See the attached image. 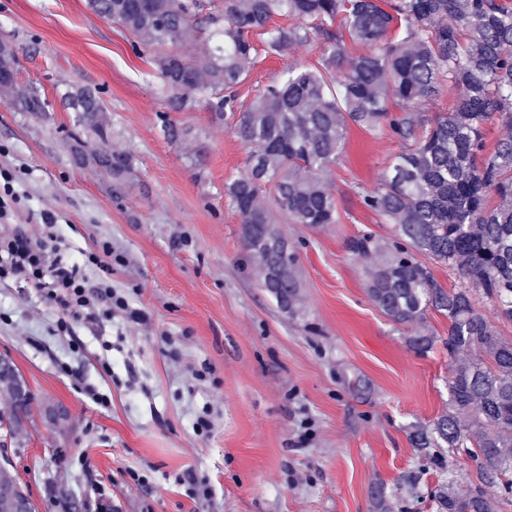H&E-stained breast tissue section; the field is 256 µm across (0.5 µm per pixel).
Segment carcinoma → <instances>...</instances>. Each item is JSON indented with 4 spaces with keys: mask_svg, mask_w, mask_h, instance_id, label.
<instances>
[{
    "mask_svg": "<svg viewBox=\"0 0 512 512\" xmlns=\"http://www.w3.org/2000/svg\"><path fill=\"white\" fill-rule=\"evenodd\" d=\"M88 7L123 27L153 63L172 109L205 104L224 118L248 147V173L224 184L240 215L247 249L261 261L263 288L290 312L301 304L298 262L259 248L281 236L270 222L275 207L290 224L321 226L338 220L324 174L342 153L351 126L389 129L403 150L365 207L393 225L385 240L363 232L348 250L374 261L367 294L397 326L448 318V336L409 337L425 353L436 344L462 358L448 378V410L432 428L413 433L430 466L444 465L443 449L463 448L477 463V480L448 481L439 512H499L512 501V339L478 313L474 295L512 321V136L485 152L483 127L498 118L512 124V3L509 0H88ZM295 20L269 27L275 16ZM266 30L267 52L313 40L320 60L288 65L280 82L239 105L233 88L254 64L252 35ZM371 47L351 56L346 40ZM193 43L187 57L178 46ZM13 54H0V92L13 94L20 112H46L31 88L13 93ZM448 86L462 89L450 112L424 126L417 107ZM80 112L101 111L96 97H74ZM395 103L396 111L389 109ZM498 200L489 205L488 196ZM455 271L458 284L442 286L419 260ZM28 404L11 399L0 429L24 430ZM495 484L500 500L485 493Z\"/></svg>",
    "mask_w": 512,
    "mask_h": 512,
    "instance_id": "1",
    "label": "carcinoma"
}]
</instances>
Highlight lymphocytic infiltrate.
<instances>
[{
	"mask_svg": "<svg viewBox=\"0 0 512 512\" xmlns=\"http://www.w3.org/2000/svg\"><path fill=\"white\" fill-rule=\"evenodd\" d=\"M20 181L16 172L0 170V277H13L39 293L60 312L58 326L62 329L68 328L70 323L102 315L144 321L145 312L130 307L113 288L109 263L100 262L94 254L84 260L68 255L52 231L57 222L52 210L46 209L40 214V222L46 228L41 237H32L18 229L5 230L10 215L22 206V196L17 189ZM88 262L100 264L103 272L100 281L93 286L88 285L83 274Z\"/></svg>",
	"mask_w": 512,
	"mask_h": 512,
	"instance_id": "lymphocytic-infiltrate-1",
	"label": "lymphocytic infiltrate"
}]
</instances>
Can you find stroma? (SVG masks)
Masks as SVG:
<instances>
[{"label": "stroma", "mask_w": 512, "mask_h": 512, "mask_svg": "<svg viewBox=\"0 0 512 512\" xmlns=\"http://www.w3.org/2000/svg\"><path fill=\"white\" fill-rule=\"evenodd\" d=\"M1 45L17 88L37 86L49 102L21 112L0 93V169L23 174L16 225L39 236L48 208L73 256L110 247L113 287L148 316L62 332L53 308L0 278V357L33 394L6 454L38 512H63L57 485L79 512H437L431 490L472 478L465 454L429 469L410 440L447 410L452 358L409 347L416 328L372 304L366 265L347 249L362 231L392 234L362 196L387 175L397 140L350 128L326 174L338 223L290 224L271 211L298 255L303 305L291 314L263 288L224 194L247 171L246 148L205 106L170 108L152 53L87 0H0ZM320 56L316 41L259 54L240 102ZM82 90L101 112L75 111ZM115 155L127 159L121 174L95 163ZM203 412L213 425L201 434ZM189 469L209 498L180 484Z\"/></svg>", "instance_id": "obj_1"}]
</instances>
